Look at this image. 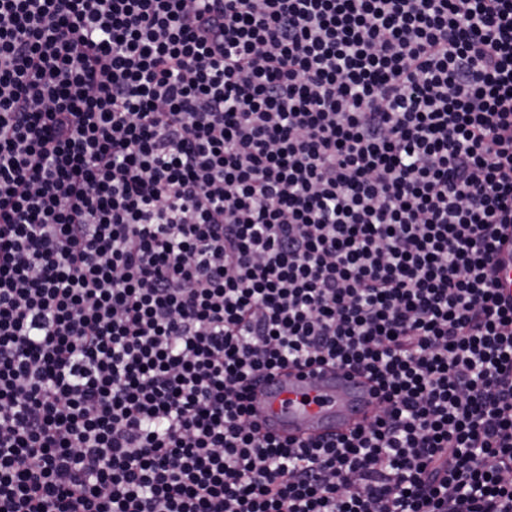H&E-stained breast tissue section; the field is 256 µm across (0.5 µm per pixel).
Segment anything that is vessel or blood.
Instances as JSON below:
<instances>
[{"mask_svg":"<svg viewBox=\"0 0 512 512\" xmlns=\"http://www.w3.org/2000/svg\"><path fill=\"white\" fill-rule=\"evenodd\" d=\"M497 279L504 296H512V244L498 254ZM252 408L264 432L298 441L346 434L369 423L377 397L371 382L333 367L290 366L258 388Z\"/></svg>","mask_w":512,"mask_h":512,"instance_id":"obj_1","label":"vessel or blood"}]
</instances>
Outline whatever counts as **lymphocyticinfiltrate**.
<instances>
[{"label": "lymphocytic infiltrate", "mask_w": 512, "mask_h": 512, "mask_svg": "<svg viewBox=\"0 0 512 512\" xmlns=\"http://www.w3.org/2000/svg\"><path fill=\"white\" fill-rule=\"evenodd\" d=\"M511 228L512 0H0V512H512ZM497 279L502 294L506 298L512 296V244H510V239L498 254ZM251 405L264 432L309 441L366 425L377 397L371 382L336 368L290 366L258 388Z\"/></svg>", "instance_id": "obj_1"}]
</instances>
